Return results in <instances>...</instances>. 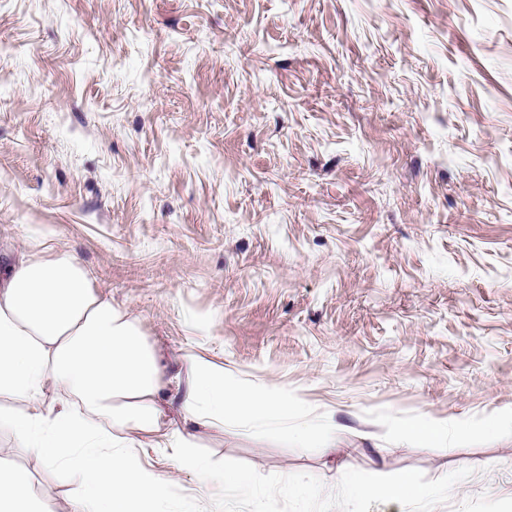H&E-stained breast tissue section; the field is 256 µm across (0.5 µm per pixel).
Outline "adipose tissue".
Masks as SVG:
<instances>
[{
    "instance_id": "1",
    "label": "adipose tissue",
    "mask_w": 512,
    "mask_h": 512,
    "mask_svg": "<svg viewBox=\"0 0 512 512\" xmlns=\"http://www.w3.org/2000/svg\"><path fill=\"white\" fill-rule=\"evenodd\" d=\"M186 377H167L165 362L111 297L89 285L73 256L46 260L31 254L0 279V396L16 407L8 420L44 463L62 466L85 483L72 512H152L167 499V479L146 470L142 444L124 430L171 448L179 466L201 483L213 477L192 451V431L223 425L227 416L266 425L298 413L297 401L273 392L230 386L221 371L186 357ZM184 384L181 424L167 428V387ZM69 402H46V386ZM28 473L0 470V512H40Z\"/></svg>"
}]
</instances>
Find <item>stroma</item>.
Here are the masks:
<instances>
[{"instance_id":"1","label":"stroma","mask_w":512,"mask_h":512,"mask_svg":"<svg viewBox=\"0 0 512 512\" xmlns=\"http://www.w3.org/2000/svg\"><path fill=\"white\" fill-rule=\"evenodd\" d=\"M32 251L169 372L300 404L302 441L195 431L242 498L142 456L162 512H512V0H0V270ZM0 448L70 512L77 476ZM425 491L419 485L416 476L405 472L388 483L376 484L367 489V495L375 498L402 499L423 498Z\"/></svg>"}]
</instances>
